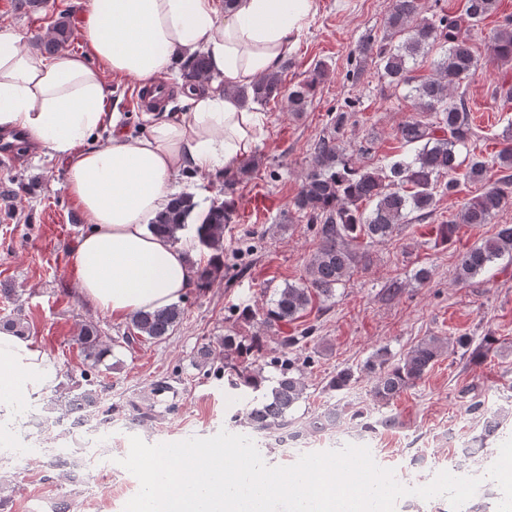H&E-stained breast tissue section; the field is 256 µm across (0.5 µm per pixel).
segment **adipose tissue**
<instances>
[{
    "mask_svg": "<svg viewBox=\"0 0 512 512\" xmlns=\"http://www.w3.org/2000/svg\"><path fill=\"white\" fill-rule=\"evenodd\" d=\"M315 11V0H85L87 55L47 57L0 29V129H20L68 163L72 201L88 229L77 243L73 282L95 311L122 319L161 308L196 284L184 247L148 225L184 169L212 177L233 170L262 133L234 89L279 69ZM213 79L193 91L183 116L153 120L148 134L113 130L94 142L111 95L102 73L152 85L194 52ZM103 62L90 66L87 56ZM61 367L28 337L0 329V413L11 415L52 391Z\"/></svg>",
    "mask_w": 512,
    "mask_h": 512,
    "instance_id": "adipose-tissue-1",
    "label": "adipose tissue"
}]
</instances>
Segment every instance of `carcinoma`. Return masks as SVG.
Returning a JSON list of instances; mask_svg holds the SVG:
<instances>
[{
  "label": "carcinoma",
  "mask_w": 512,
  "mask_h": 512,
  "mask_svg": "<svg viewBox=\"0 0 512 512\" xmlns=\"http://www.w3.org/2000/svg\"><path fill=\"white\" fill-rule=\"evenodd\" d=\"M496 0H465L458 15L447 13L428 16L421 0H392L385 24L388 31L383 40L368 36L361 53L368 55L388 85L408 91L416 101V113L403 122L397 138L407 152L366 168L361 161L345 154L343 147L348 122L347 113L339 111L331 118L329 132L313 145L312 164L295 199L296 211L307 219L315 238L316 251L306 265V276L299 284H288L275 293L270 306L256 315L245 307L239 319H258L261 330L249 336L228 335L218 344L202 345L197 351V364L204 367L224 354V376L233 389L256 388L263 379L265 367L280 371L264 401L247 406L244 416L234 423L256 431H288L295 424L293 412L306 389L304 370L291 364L288 350L310 337L312 328L298 336L282 335V327L302 317L317 299L328 300L350 279L355 268L365 264L366 253L354 243L371 244L390 239L402 224L424 221L433 215L439 196L459 192L461 181L487 182L480 195L469 199L458 218L437 226L443 242L452 240L460 224H489L512 197V125L502 132L503 147L492 161L476 153L467 164L459 161L461 149L468 148L474 135L470 109L465 95H453L460 82L473 76L477 60L466 33L479 26L494 10ZM72 37V28L64 15L54 21L46 38L37 42L45 54H55ZM443 53L434 62V73L426 78L413 75L415 65L426 61L433 49ZM492 61L512 60V19L505 18L487 42ZM183 78L195 86L210 78V63L203 54H196L183 64ZM326 76L323 63L314 67L309 78L292 88L285 87L280 72L266 74L247 88L234 91L244 105H264L284 99L288 111H306L317 85ZM258 158L245 159L235 172L225 176L224 194L233 195L235 186L249 177L258 166ZM498 166V178H487L490 166ZM464 172H459L460 167ZM462 177H457V174ZM197 207L191 194L174 197L158 213L150 229L170 241L179 240L178 233L188 224ZM233 205L227 201L212 204L196 225L201 246L215 251L210 264L198 271L196 287L204 291L224 280V228L232 222ZM505 254L512 255V225L503 224L494 237L464 252L455 268L456 283H465ZM180 304L153 311H139L130 318L127 331L118 342L129 350L151 340L161 341L176 330L184 319ZM283 349L277 359L265 360L269 334ZM77 341L89 361L99 365L112 346L103 340L94 325L81 328ZM448 354V341L440 336H427L395 359L388 349L380 348L366 361L364 370L372 375L371 395L379 406L390 404L408 388L423 379L434 364ZM357 380L355 372L344 368L333 375L327 389L340 391ZM101 402L97 389L84 388L69 397L54 399V410L67 415L75 409L98 410ZM343 411L336 405L309 418L304 429L312 434L325 431ZM129 416L145 424L155 419V404H133Z\"/></svg>",
  "instance_id": "carcinoma-1"
}]
</instances>
